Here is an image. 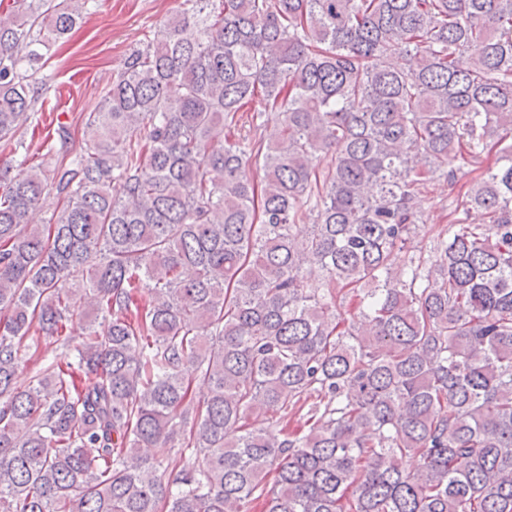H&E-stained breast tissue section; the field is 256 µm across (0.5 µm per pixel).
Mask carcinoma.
Returning a JSON list of instances; mask_svg holds the SVG:
<instances>
[{
    "label": "carcinoma",
    "mask_w": 512,
    "mask_h": 512,
    "mask_svg": "<svg viewBox=\"0 0 512 512\" xmlns=\"http://www.w3.org/2000/svg\"><path fill=\"white\" fill-rule=\"evenodd\" d=\"M86 2L0 19L16 149L28 71ZM183 5L86 116L87 152L60 123L0 171V512H512V0ZM437 176L455 218L413 253Z\"/></svg>",
    "instance_id": "cac0c4a2"
}]
</instances>
